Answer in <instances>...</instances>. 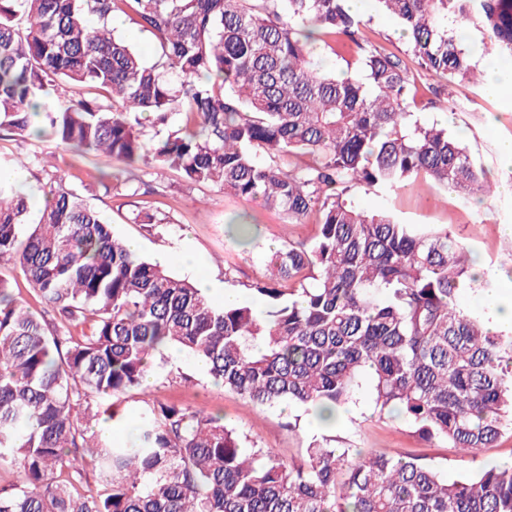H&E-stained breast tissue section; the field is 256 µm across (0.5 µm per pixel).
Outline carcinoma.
<instances>
[{
	"label": "carcinoma",
	"mask_w": 512,
	"mask_h": 512,
	"mask_svg": "<svg viewBox=\"0 0 512 512\" xmlns=\"http://www.w3.org/2000/svg\"><path fill=\"white\" fill-rule=\"evenodd\" d=\"M376 2L420 70L485 87L464 24L512 58V0ZM117 12L158 40V62L112 33ZM362 25L349 0H0V130L38 121L69 149L123 163L125 185L141 162L175 168L320 228L274 250L270 277L249 285L265 312L216 307L61 182L28 222L18 174L31 159L0 166V260L51 309L34 314L0 275V468L25 475L0 489V512H512V465L490 460L450 480L419 456L312 443L286 464L244 447L224 418L157 399L123 439L94 429L127 428L122 403L173 347L260 408L338 409L368 377L379 413L464 456L512 436V329L491 328L486 304H457L460 292L491 300L492 280L448 229L349 199L354 184L429 180L478 200L492 188L446 128L411 121L414 74L361 43ZM328 39L356 49L339 76L313 52ZM59 83L95 96L58 104ZM180 113L185 125L146 148L143 120L167 127Z\"/></svg>",
	"instance_id": "carcinoma-1"
}]
</instances>
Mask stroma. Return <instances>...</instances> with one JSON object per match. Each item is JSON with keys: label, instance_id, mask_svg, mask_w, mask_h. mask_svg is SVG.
I'll list each match as a JSON object with an SVG mask.
<instances>
[{"label": "stroma", "instance_id": "obj_1", "mask_svg": "<svg viewBox=\"0 0 512 512\" xmlns=\"http://www.w3.org/2000/svg\"><path fill=\"white\" fill-rule=\"evenodd\" d=\"M365 42L406 56L408 45L397 19L376 11L366 0L361 11ZM414 108L418 120L437 122L460 137L469 154L488 173L493 184L490 196L480 201L461 198L442 186L403 185L394 190L354 185L350 197L368 212L387 211L403 224L420 230L447 228L497 287L512 286V158L500 151V143L512 139V72L502 79L503 92L491 96L468 80L446 81L421 74ZM13 154L30 156L21 181L30 197V219H37L41 197L57 182L79 193L99 209L114 232L148 259L172 253L167 267L172 272L198 281L206 276L221 289L244 291L246 284L266 277L265 259L270 249L296 239H315V220L289 223L280 212L265 208L261 201L224 194L214 183L194 184L173 169L142 166V191L135 192L117 182L118 160L103 153L83 155L47 138H18L0 132V160ZM142 208L166 216L163 224H135L133 212ZM243 214L253 217L259 234L243 245L228 234V226ZM150 398L187 407L209 415L221 413L225 422L247 438V447L262 448L279 459H297L303 448L316 441L334 440L336 446L360 448L367 453L414 454L427 458L448 477L476 469L483 458L512 461V437L502 438L483 456L458 454L446 444L421 439L413 427L391 414L375 410L370 389H362L345 405V415L335 428L319 426L300 406L283 404L259 408L235 392L214 384L196 359L169 348L158 355L150 373Z\"/></svg>", "mask_w": 512, "mask_h": 512}]
</instances>
